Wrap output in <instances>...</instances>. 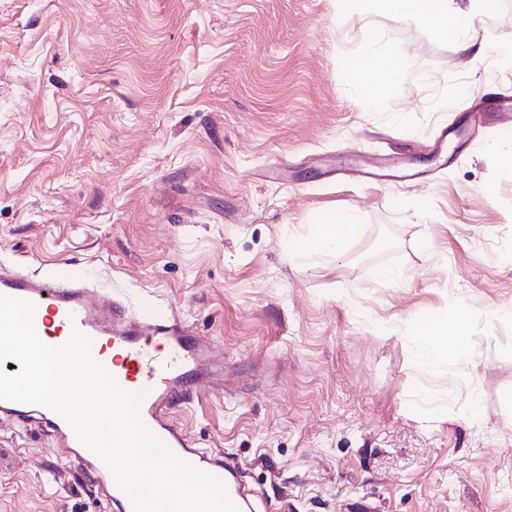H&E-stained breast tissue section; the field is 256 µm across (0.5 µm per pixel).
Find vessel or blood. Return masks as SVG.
<instances>
[{"label":"vessel or blood","instance_id":"b4317fda","mask_svg":"<svg viewBox=\"0 0 512 512\" xmlns=\"http://www.w3.org/2000/svg\"><path fill=\"white\" fill-rule=\"evenodd\" d=\"M0 295L33 302L34 325L50 336L51 346L63 345L77 331L90 339L93 357L110 354L118 386L145 394L139 414L146 430L176 459L217 480L237 512H244L246 500L223 456L193 447L172 416L180 401L208 393L209 371L221 364L211 343L193 336L176 316L128 313L111 292L86 280L0 269ZM152 347L163 354L155 366L145 359ZM33 415L45 424L55 442L70 448L74 461L98 486L106 505L116 506L119 512H134L130 498L106 465L78 441L60 415L41 405L0 399L2 421L13 423Z\"/></svg>","mask_w":512,"mask_h":512}]
</instances>
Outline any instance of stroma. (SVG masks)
I'll use <instances>...</instances> for the list:
<instances>
[{"instance_id": "stroma-1", "label": "stroma", "mask_w": 512, "mask_h": 512, "mask_svg": "<svg viewBox=\"0 0 512 512\" xmlns=\"http://www.w3.org/2000/svg\"><path fill=\"white\" fill-rule=\"evenodd\" d=\"M512 0L461 41L375 0H0V266L94 279L224 355L173 415L253 512H512ZM366 99L349 67L391 52ZM395 157L407 183L361 180ZM359 227L295 256L323 214ZM399 272L393 282L378 269ZM464 307L471 354L416 356ZM38 420L0 425V512H101ZM407 69V61L401 55L393 54L377 69L356 63L352 73L363 94L371 101H376L383 98L393 84L405 77Z\"/></svg>"}]
</instances>
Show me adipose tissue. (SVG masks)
<instances>
[{
	"instance_id": "ef3b65f1",
	"label": "adipose tissue",
	"mask_w": 512,
	"mask_h": 512,
	"mask_svg": "<svg viewBox=\"0 0 512 512\" xmlns=\"http://www.w3.org/2000/svg\"><path fill=\"white\" fill-rule=\"evenodd\" d=\"M387 13L398 20H411L452 36L468 25V18L452 12L448 0H380ZM406 60L391 55L378 68L371 69L354 64V79L370 100L383 98L393 84L402 80L407 72ZM349 216L331 217L318 225L314 237L303 240L300 254H333L345 243L346 229L351 225ZM418 359L429 366H438L448 360L466 355L469 350V317L463 308L449 310L443 316H433L418 324Z\"/></svg>"
}]
</instances>
